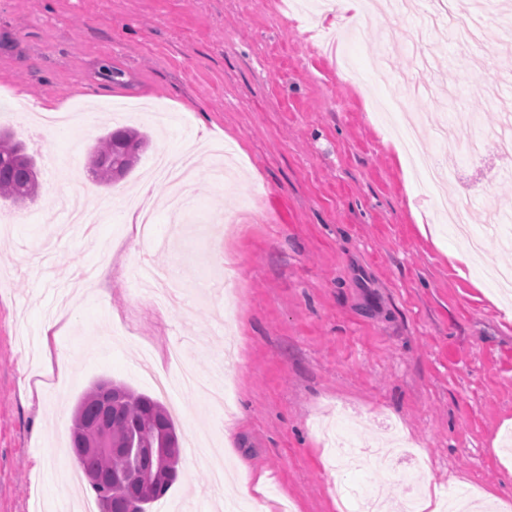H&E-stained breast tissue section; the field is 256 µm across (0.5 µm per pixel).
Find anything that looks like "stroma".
I'll return each mask as SVG.
<instances>
[{
    "instance_id": "stroma-1",
    "label": "stroma",
    "mask_w": 512,
    "mask_h": 512,
    "mask_svg": "<svg viewBox=\"0 0 512 512\" xmlns=\"http://www.w3.org/2000/svg\"><path fill=\"white\" fill-rule=\"evenodd\" d=\"M430 0L332 28L290 0H0V124L41 169L33 202L0 200V512H38L57 497L91 498L69 451L73 408L101 378L171 411L181 464L149 512H340L338 479L396 512L440 491H480L512 512V301L494 275L512 243L491 236L466 273L448 261L465 242L414 179L371 103L400 77L426 96L400 119L439 159V192L461 200L473 230L512 201V158L472 161V128L438 132L441 113L475 112L491 136L512 126V46L494 20L480 43L445 20L417 54L371 66L384 31L426 23ZM119 71L118 81L103 74ZM497 80L503 108L474 90ZM48 107L72 119L47 142L27 128ZM94 112L92 126L82 114ZM182 118L194 147L197 208L173 219L154 181V241L122 217L95 239L59 234L62 195L81 192L85 155L108 130L150 137L124 178H148L158 152L190 145L151 113ZM149 258L199 284L193 307L138 294L131 267ZM111 270L93 279L98 266ZM90 293L61 324L70 364L56 385L41 343L65 285ZM221 453L216 491L202 462ZM262 474V492L244 490Z\"/></svg>"
}]
</instances>
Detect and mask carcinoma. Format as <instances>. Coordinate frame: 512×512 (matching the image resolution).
I'll return each instance as SVG.
<instances>
[{
    "instance_id": "carcinoma-1",
    "label": "carcinoma",
    "mask_w": 512,
    "mask_h": 512,
    "mask_svg": "<svg viewBox=\"0 0 512 512\" xmlns=\"http://www.w3.org/2000/svg\"><path fill=\"white\" fill-rule=\"evenodd\" d=\"M136 129L118 128L98 138L88 151L85 167L93 180L110 185L132 168L147 145ZM40 187L36 163L13 134L0 129V199L12 203L33 200ZM112 431V447L123 453L93 450L99 429ZM176 435L165 407L151 396L112 380H99L81 397L73 412L71 451L94 493L97 508L112 501V512L149 505L164 496L176 481L181 457L149 487L135 486L136 474L156 470V458L147 451L157 439Z\"/></svg>"
}]
</instances>
